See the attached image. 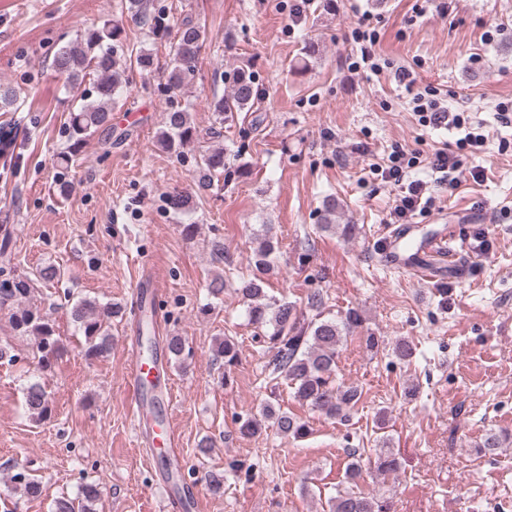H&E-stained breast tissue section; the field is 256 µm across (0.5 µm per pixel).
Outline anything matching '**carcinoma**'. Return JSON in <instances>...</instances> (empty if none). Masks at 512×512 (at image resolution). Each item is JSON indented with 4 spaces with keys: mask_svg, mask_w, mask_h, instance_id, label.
<instances>
[{
    "mask_svg": "<svg viewBox=\"0 0 512 512\" xmlns=\"http://www.w3.org/2000/svg\"><path fill=\"white\" fill-rule=\"evenodd\" d=\"M125 9L139 24L149 29L155 38L170 42L173 66L165 82L159 83L158 91L171 96L182 91L195 77L200 42L205 31L190 19H185L171 32L167 29L164 14L154 8L152 0H124ZM123 29L110 20L84 30L80 39L61 48L53 60L55 72L72 88L81 87L92 80L91 89L81 95V103L70 112L67 150L59 154L60 164L68 167L75 163L87 138L105 131L111 125L112 109L117 103L121 88L120 68L125 62ZM230 94L212 103L215 122L224 125L225 116L241 112L254 105L258 95L249 65L237 67L230 75ZM188 108L171 106L166 121L157 137L159 147L176 155L196 139ZM196 165L202 176L197 190L210 189V175L226 170L224 149L200 151ZM275 245L264 239L254 251V269L239 279L238 291L247 301L249 320L261 330L260 337L273 351L269 362L271 374L284 377L293 389L294 397L327 417L346 415L360 399L358 388H343L335 383L339 347L346 337L362 325L361 315L352 310L341 319L325 318L321 308L323 295L314 293L307 298L306 309L315 312L306 320L304 310L294 302L276 299L267 294L264 274L271 269ZM60 278V271L53 265L37 268L29 275L0 279V307L10 308L9 321L18 336H29L36 344V354L41 370L48 371L60 358L63 345L54 324L39 309L32 307L31 294L37 285L48 284ZM126 312V308L110 303L99 304L94 300L80 299L70 303V315L85 338V356L98 358L112 347V318ZM187 345L180 336L167 340L169 358L178 362L184 359ZM237 343L231 336L224 337L216 348L214 360L231 370L237 363ZM24 401L27 412L35 421H41L51 412L50 397L45 383L35 380L26 387ZM271 421L275 433L282 437L300 440L309 433L306 422L295 415L270 404L266 405L263 418L247 415L238 420V431L244 436H256ZM16 472L7 477L13 489L27 497L41 496V483L31 477L23 465L15 466ZM377 470L383 476L397 474L398 459L390 452L377 454ZM362 474L360 460L352 459L345 468L349 488L337 491L328 502L329 512H385L384 505L374 497L354 490ZM101 491L94 484L81 487L78 495L59 498L52 512H94L93 504L100 500Z\"/></svg>",
    "mask_w": 512,
    "mask_h": 512,
    "instance_id": "carcinoma-1",
    "label": "carcinoma"
}]
</instances>
